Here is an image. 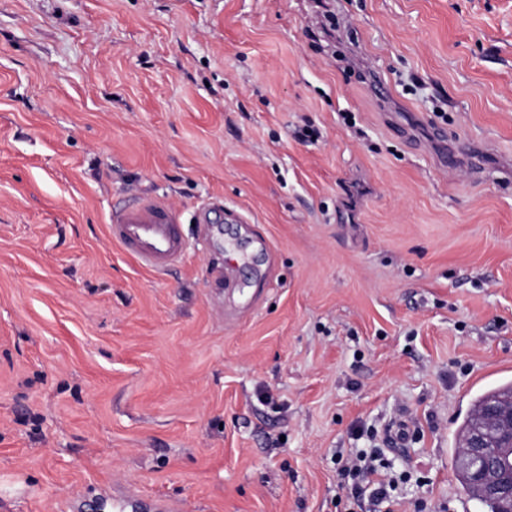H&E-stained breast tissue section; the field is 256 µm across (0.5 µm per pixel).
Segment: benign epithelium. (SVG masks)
<instances>
[{
	"mask_svg": "<svg viewBox=\"0 0 512 512\" xmlns=\"http://www.w3.org/2000/svg\"><path fill=\"white\" fill-rule=\"evenodd\" d=\"M458 466L470 473L476 495L512 512V400L490 403L476 417Z\"/></svg>",
	"mask_w": 512,
	"mask_h": 512,
	"instance_id": "1",
	"label": "benign epithelium"
}]
</instances>
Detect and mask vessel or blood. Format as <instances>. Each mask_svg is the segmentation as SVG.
<instances>
[{
	"label": "vessel or blood",
	"instance_id": "obj_1",
	"mask_svg": "<svg viewBox=\"0 0 512 512\" xmlns=\"http://www.w3.org/2000/svg\"><path fill=\"white\" fill-rule=\"evenodd\" d=\"M178 224L179 214L169 205L135 197L113 211L110 233L142 265L161 273L185 253Z\"/></svg>",
	"mask_w": 512,
	"mask_h": 512
}]
</instances>
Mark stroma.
<instances>
[{"instance_id":"35a3bbf8","label":"stroma","mask_w":512,"mask_h":512,"mask_svg":"<svg viewBox=\"0 0 512 512\" xmlns=\"http://www.w3.org/2000/svg\"><path fill=\"white\" fill-rule=\"evenodd\" d=\"M326 5L0 0V512H341L376 443L402 512H480L512 0ZM134 195L180 214L164 275L110 235Z\"/></svg>"}]
</instances>
